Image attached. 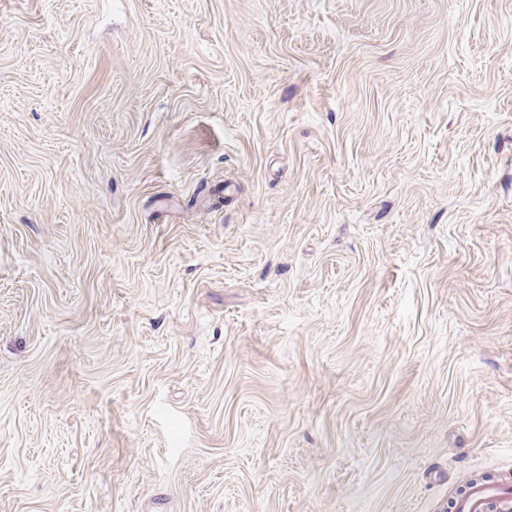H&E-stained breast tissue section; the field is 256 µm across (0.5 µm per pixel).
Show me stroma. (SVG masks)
<instances>
[{
  "label": "stroma",
  "mask_w": 512,
  "mask_h": 512,
  "mask_svg": "<svg viewBox=\"0 0 512 512\" xmlns=\"http://www.w3.org/2000/svg\"><path fill=\"white\" fill-rule=\"evenodd\" d=\"M506 473L512 0H0V512Z\"/></svg>",
  "instance_id": "obj_1"
}]
</instances>
